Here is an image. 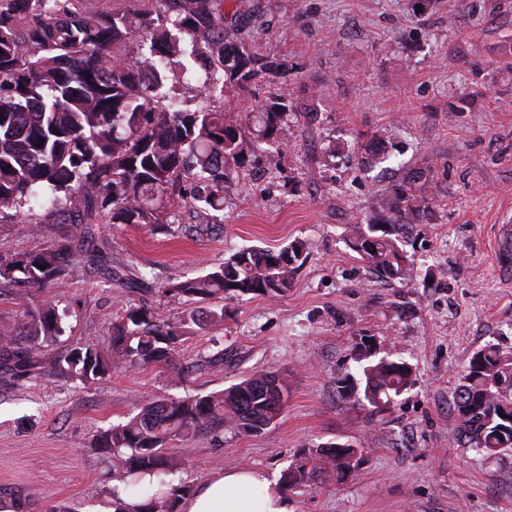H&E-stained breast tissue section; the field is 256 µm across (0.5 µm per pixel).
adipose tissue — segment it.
Returning <instances> with one entry per match:
<instances>
[{
    "mask_svg": "<svg viewBox=\"0 0 512 512\" xmlns=\"http://www.w3.org/2000/svg\"><path fill=\"white\" fill-rule=\"evenodd\" d=\"M184 512H293L286 494L262 472L227 468L207 480Z\"/></svg>",
    "mask_w": 512,
    "mask_h": 512,
    "instance_id": "obj_1",
    "label": "adipose tissue"
}]
</instances>
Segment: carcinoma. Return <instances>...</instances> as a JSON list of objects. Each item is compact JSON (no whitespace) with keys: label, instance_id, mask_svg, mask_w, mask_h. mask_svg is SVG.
<instances>
[{"label":"carcinoma","instance_id":"1","mask_svg":"<svg viewBox=\"0 0 512 512\" xmlns=\"http://www.w3.org/2000/svg\"><path fill=\"white\" fill-rule=\"evenodd\" d=\"M80 3L0 0V222L25 214L47 186L73 204L69 221L80 226L77 234L0 263V295L10 285L26 295L41 293L66 276L95 222L168 232L175 196L205 213L222 210L225 184L238 178L259 145L287 147L292 105L282 98L267 100L254 118L241 119L229 108L214 112L176 92L194 65L204 71L207 99L287 71L286 61L224 39L218 29L224 0H131L126 8L93 15ZM430 213L428 196L416 194L410 182L381 189L369 214L351 228L347 245L381 277L407 281L409 260L398 232L424 223ZM84 252L89 265L112 270L102 251ZM305 260L300 241L279 250L242 249L162 293L196 302L283 296ZM62 321L50 303L28 312L20 326L0 320V373L14 383L42 369V349L63 335ZM222 321L224 311L210 310L157 322L146 306L129 304L112 323L108 345L75 346L62 361L86 383L102 379L117 363L171 365L189 329ZM354 350L359 377L337 380L342 397L351 398L362 384L365 400L378 407L412 386L407 364L373 356L359 342ZM471 359L481 368L464 370L452 439L486 455L512 452V424L500 417L502 406L512 405V354L487 345ZM270 384L271 375L254 374L218 393L153 401L102 431L97 447L112 453L123 477L157 479L153 492L134 505L112 491L113 512H175L186 488L166 481L173 458L165 445L226 427L260 432L283 410ZM350 466V456L319 445L288 467L282 483L312 485L330 474L344 479Z\"/></svg>","mask_w":512,"mask_h":512}]
</instances>
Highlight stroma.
<instances>
[{"mask_svg":"<svg viewBox=\"0 0 512 512\" xmlns=\"http://www.w3.org/2000/svg\"><path fill=\"white\" fill-rule=\"evenodd\" d=\"M230 40L288 62L280 78L237 91L236 112L269 98L292 103L286 151L261 146L226 184L222 227L154 234L97 224L94 244L130 287L76 259L69 275L32 296H0V318L23 322L44 303L67 310L51 347L109 343L122 306L157 319L195 310L160 295L247 247L299 240L307 259L288 295L215 299L218 327L193 328L176 366L123 365L95 383L54 371L0 379V494L25 512H107L120 486L97 435L150 400L203 396L257 373L284 387L282 415L254 435L231 430L168 443L174 482L197 489L227 466L272 480L304 450L356 448L352 474L289 490L295 512H512V453L487 457L452 442L456 389L488 343L512 352V280L496 266L494 226L512 217V0H226ZM394 127L387 161H363L370 135ZM431 168L433 202L404 249L408 282L380 279L346 245L377 190ZM49 193L31 215L0 222V257L69 234L46 223ZM376 338L382 357L412 366L413 386L381 410L342 399L357 372L354 343Z\"/></svg>","mask_w":512,"mask_h":512,"instance_id":"35a3bbf8","label":"stroma"}]
</instances>
